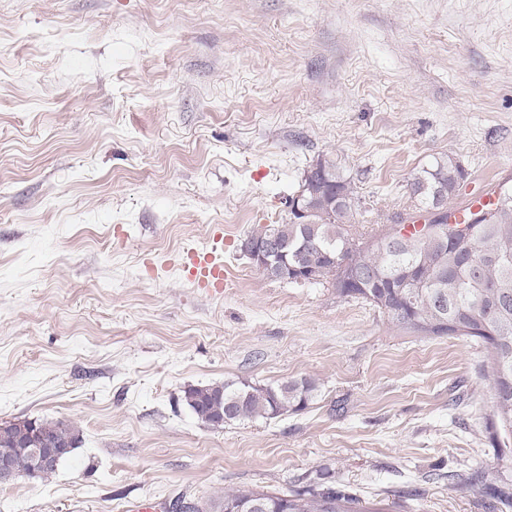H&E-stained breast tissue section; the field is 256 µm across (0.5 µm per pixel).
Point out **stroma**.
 I'll return each instance as SVG.
<instances>
[{
  "instance_id": "obj_1",
  "label": "stroma",
  "mask_w": 512,
  "mask_h": 512,
  "mask_svg": "<svg viewBox=\"0 0 512 512\" xmlns=\"http://www.w3.org/2000/svg\"><path fill=\"white\" fill-rule=\"evenodd\" d=\"M355 230L409 212L449 154L452 207L512 181V0H0V424L82 443L0 512L333 490L357 512H512L484 347L423 337L243 253L319 155ZM224 238V291L185 249ZM307 378L273 419L205 425L187 387ZM183 270L198 287L210 292L222 293L224 288V266L216 263L208 251H188L182 258Z\"/></svg>"
}]
</instances>
